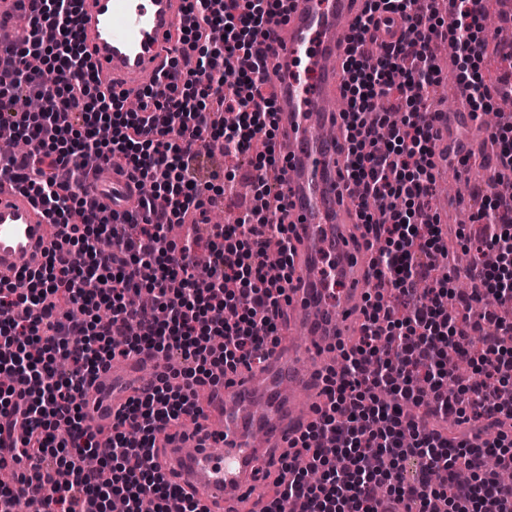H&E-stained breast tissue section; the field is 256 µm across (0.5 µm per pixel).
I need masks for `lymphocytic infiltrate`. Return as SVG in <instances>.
<instances>
[{"label": "lymphocytic infiltrate", "instance_id": "lymphocytic-infiltrate-1", "mask_svg": "<svg viewBox=\"0 0 512 512\" xmlns=\"http://www.w3.org/2000/svg\"><path fill=\"white\" fill-rule=\"evenodd\" d=\"M27 26L0 44V126L28 150L1 167L65 229L67 262L49 249L45 264L19 282L0 281V418L20 427L13 462L48 491L57 512H209L178 499L154 463L162 430L196 412L199 387L219 390L226 375L260 362L279 340L282 305L292 282L291 228L269 214L265 178L254 205L234 224H214L206 237L173 242L167 227L205 212L211 184L197 178L201 147L247 152L274 111L264 41L282 0H187L190 25L183 60H172L141 93L140 108L100 88L78 36L77 0H22ZM482 0H367L344 64L348 123L341 171L364 196L392 202L386 219L360 207L362 239L371 252L373 290L365 323L343 368L322 377L327 401L318 418L280 455V475L261 512H512V483L482 466L494 456L512 468V322L497 309L474 310L495 296L512 304V284L493 267L464 296L434 276L448 247L434 210L433 136L425 102L440 81L433 36L454 46L457 82L471 114L492 110L493 87L471 76L488 46ZM399 16L396 41L364 59L372 27ZM41 100L36 113L11 104L19 93ZM129 171L139 186L138 231L120 235L118 218L88 202L80 187L88 160ZM479 236L465 240L474 256L512 261V189L492 187L475 213ZM120 238L102 252L101 239ZM208 246L199 261L200 246ZM276 247L281 269L270 280L264 256ZM138 325L123 349L113 335ZM484 352L471 353L472 336ZM153 353L166 372L132 398L110 436L85 426L82 403L92 375L117 356ZM476 360L477 377L448 392L455 364ZM494 438H451L442 425L479 420ZM105 449L98 469L88 451ZM424 475L407 482L408 458ZM470 472L468 484L455 480Z\"/></svg>", "mask_w": 512, "mask_h": 512}]
</instances>
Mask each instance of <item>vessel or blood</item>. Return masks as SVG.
<instances>
[{"instance_id":"obj_1","label":"vessel or blood","mask_w":512,"mask_h":512,"mask_svg":"<svg viewBox=\"0 0 512 512\" xmlns=\"http://www.w3.org/2000/svg\"><path fill=\"white\" fill-rule=\"evenodd\" d=\"M185 7L186 0H79V38L101 80L116 93L137 95L180 52ZM364 7L365 0H289L285 20L272 24L265 42L280 67L273 76L277 141L288 160L281 218L298 246L288 331L260 363L225 381L197 420L169 425L172 440L157 457L172 482L211 512H253L272 451L288 448L324 398L318 368L359 334L368 255L351 238L355 211L338 201L345 159L338 102L351 25ZM429 121L436 164L453 151L467 154L455 129L472 123L470 112H437ZM82 192L112 213L139 211L134 181L109 166L91 167ZM62 237V226L49 224L29 195L0 176V280L40 268ZM148 368L163 372L167 365L141 353L101 368L83 401L85 423L111 430L117 413L142 393Z\"/></svg>"}]
</instances>
